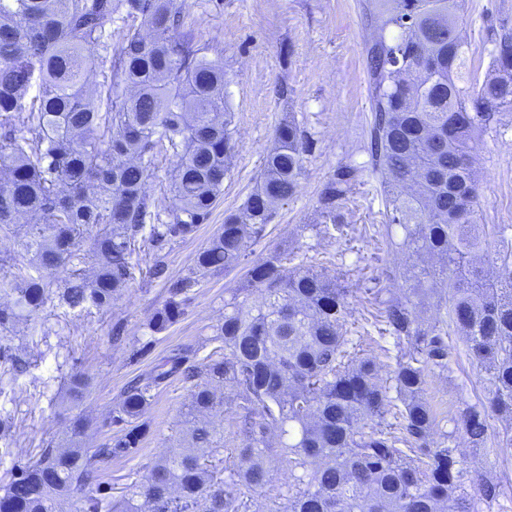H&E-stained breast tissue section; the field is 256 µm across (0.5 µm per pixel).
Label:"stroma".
Returning <instances> with one entry per match:
<instances>
[{
    "instance_id": "stroma-1",
    "label": "stroma",
    "mask_w": 512,
    "mask_h": 512,
    "mask_svg": "<svg viewBox=\"0 0 512 512\" xmlns=\"http://www.w3.org/2000/svg\"><path fill=\"white\" fill-rule=\"evenodd\" d=\"M185 27L207 57L224 60V97L232 114L235 151L224 189L210 219L188 237L165 243L158 259L166 276L153 278L154 259L136 255L135 278L106 312H83L59 305L49 292L31 321L0 333V346L20 357L28 369L9 378L0 358V415H10L8 443L0 442V480L15 462L46 444L67 446L78 434L81 447L94 449L117 435L112 413L127 384L148 374L172 353L188 351L200 363L215 347L213 336L224 321V301L245 280L246 266L201 277L188 293L183 315L165 330L152 322L169 297L171 282L192 276L194 257L219 231L225 216L238 212L255 185L276 126L293 118L312 146L296 194L282 205L251 246V260L278 248L295 260H317L322 272L351 290L348 330L354 341L378 336L391 352L381 370L389 376L401 346L363 318L366 288L386 271L406 268L407 255L391 250L374 232L383 224L385 197L364 150L370 118L366 48L374 31L367 0H185ZM465 36L469 65L484 75L493 28L512 29V0H466ZM344 163L361 169L341 210L343 225L323 234L318 198L325 182ZM475 164L482 174L480 221L512 225V112L499 113L481 136ZM124 339L112 340L115 325ZM87 377L91 389L77 406L66 400L69 377ZM192 385L180 375L151 392L144 410V434L137 452L101 462V476L113 497L146 475L153 462L182 438L183 412ZM479 374L467 352H460L453 375L431 371L426 397L437 413L439 431L451 430L450 415L459 401H475ZM464 465L506 482L507 494L483 512H512V448L465 455Z\"/></svg>"
}]
</instances>
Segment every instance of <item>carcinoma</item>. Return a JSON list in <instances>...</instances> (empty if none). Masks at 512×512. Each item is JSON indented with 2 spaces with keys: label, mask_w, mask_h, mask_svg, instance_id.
<instances>
[{
  "label": "carcinoma",
  "mask_w": 512,
  "mask_h": 512,
  "mask_svg": "<svg viewBox=\"0 0 512 512\" xmlns=\"http://www.w3.org/2000/svg\"><path fill=\"white\" fill-rule=\"evenodd\" d=\"M122 10L140 26L114 45L105 24ZM367 10L379 20L366 54V152L385 194L386 224L375 232L400 225L397 246L415 259L410 288L367 289L375 320L409 345L389 383L379 377L388 349L361 354L347 336L349 288L303 263L288 271L273 250L224 301L214 337L224 353L183 370L193 382L184 446L122 499L105 494L99 463L138 450L136 420L182 365L176 357L127 387L112 422L129 427L111 443L91 452L49 446L14 465L0 512H65L69 503L78 512H250L248 495L268 487L276 467L294 480L281 512H482L505 495L501 481L463 468L450 443L460 432L481 448L495 417L498 447H512V236L504 224L479 223L474 167L481 134L512 112V31L495 34L478 79L466 67L461 0H372ZM183 20L184 0H0V233L17 234L25 215L45 220L26 232L35 274L0 278L11 297L0 332L40 311L45 271L65 273L61 304L110 310L134 279L142 244L185 238L211 215L235 148L232 115L224 62L202 54ZM93 45L102 53L91 54ZM108 71L117 84L98 81ZM310 151L298 123L278 124L255 186L196 254L195 274L248 258L295 195ZM162 152L176 158L170 208L146 191ZM360 173L344 164L324 184L319 210L330 224ZM196 284H173L156 329L182 315ZM428 290L439 295L430 324L415 302ZM450 336L479 366L483 398L462 401L453 429L439 434L424 393L431 368L452 371ZM226 386L243 437L228 460L211 421L224 412ZM87 388L72 376L69 401H83Z\"/></svg>",
  "instance_id": "carcinoma-1"
}]
</instances>
